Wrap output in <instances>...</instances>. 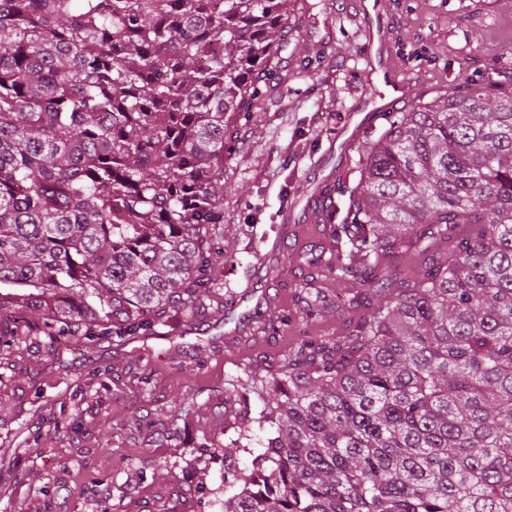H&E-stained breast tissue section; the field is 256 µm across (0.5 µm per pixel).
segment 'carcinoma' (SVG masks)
<instances>
[{"mask_svg":"<svg viewBox=\"0 0 512 512\" xmlns=\"http://www.w3.org/2000/svg\"><path fill=\"white\" fill-rule=\"evenodd\" d=\"M290 0H0V348L158 335L224 297V134L273 81ZM325 206L366 314L265 363L224 512H512V92L382 113ZM307 280L302 318L332 310Z\"/></svg>","mask_w":512,"mask_h":512,"instance_id":"carcinoma-1","label":"carcinoma"}]
</instances>
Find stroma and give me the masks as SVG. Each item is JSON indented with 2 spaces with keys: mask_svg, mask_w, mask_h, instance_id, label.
<instances>
[{
  "mask_svg": "<svg viewBox=\"0 0 512 512\" xmlns=\"http://www.w3.org/2000/svg\"><path fill=\"white\" fill-rule=\"evenodd\" d=\"M364 0H291L280 84L231 125L224 160V280L256 285L266 315L290 322L250 337L233 303L179 336L101 338L76 350L30 328L0 353V512H222L224 476L253 456L224 435V389L259 377L299 334L343 331L360 313L298 319L307 253L330 258V189L373 136L384 94L407 81L409 110L463 94L492 72L512 91V0H378L382 70L367 65ZM312 75L297 78L301 60Z\"/></svg>",
  "mask_w": 512,
  "mask_h": 512,
  "instance_id": "35a3bbf8",
  "label": "stroma"
}]
</instances>
